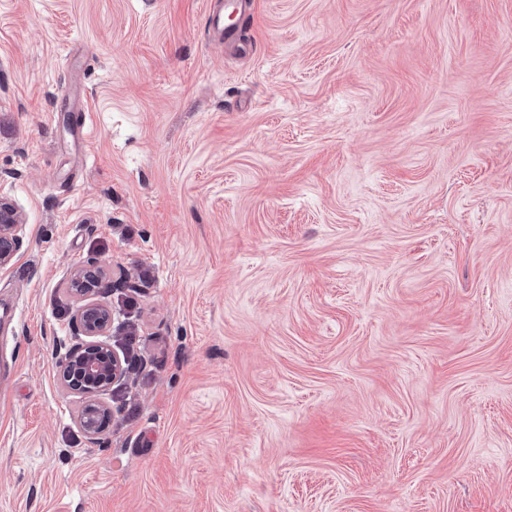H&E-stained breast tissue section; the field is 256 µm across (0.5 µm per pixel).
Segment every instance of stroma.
<instances>
[{"label":"stroma","instance_id":"1","mask_svg":"<svg viewBox=\"0 0 512 512\" xmlns=\"http://www.w3.org/2000/svg\"><path fill=\"white\" fill-rule=\"evenodd\" d=\"M223 4L0 0V512H512V0ZM21 220L15 207L0 198V267L8 263L21 242ZM71 283L73 286L86 283L87 286L72 288L85 302L78 310L80 340L56 359L55 374L64 388L86 395L77 421L87 441L96 443L111 423L112 413L95 396L124 377L125 368L112 347L101 339L106 336L109 326L108 311L103 303L90 297L95 288L103 287L98 263L90 260L75 270L71 274ZM102 420L108 425L101 426Z\"/></svg>","mask_w":512,"mask_h":512}]
</instances>
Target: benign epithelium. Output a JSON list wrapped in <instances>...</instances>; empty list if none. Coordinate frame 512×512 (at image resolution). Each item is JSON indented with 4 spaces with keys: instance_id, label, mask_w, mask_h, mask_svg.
I'll list each match as a JSON object with an SVG mask.
<instances>
[{
    "instance_id": "7a95c632",
    "label": "benign epithelium",
    "mask_w": 512,
    "mask_h": 512,
    "mask_svg": "<svg viewBox=\"0 0 512 512\" xmlns=\"http://www.w3.org/2000/svg\"><path fill=\"white\" fill-rule=\"evenodd\" d=\"M21 220L15 207L0 198V266L8 263L21 242ZM71 283L83 301L78 310L80 340L69 346L55 361L58 382L66 389L85 395L78 414V425L90 443L104 432L101 421L111 422L112 413L96 399L112 383L124 377L125 368L112 347L102 340L109 326L105 305L91 298L102 287L100 266L94 260L71 274Z\"/></svg>"
}]
</instances>
